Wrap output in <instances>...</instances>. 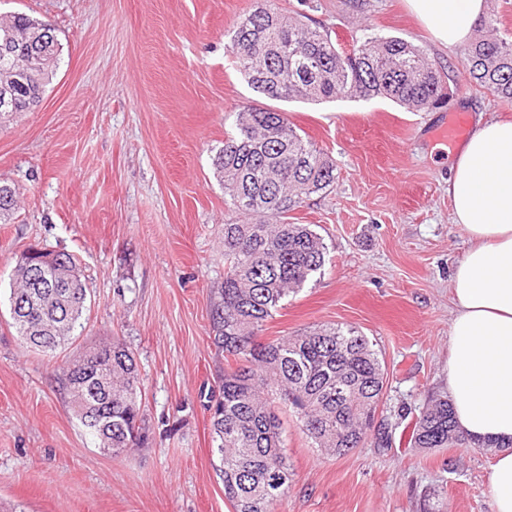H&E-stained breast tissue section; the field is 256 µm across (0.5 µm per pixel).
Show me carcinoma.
<instances>
[{
  "label": "carcinoma",
  "mask_w": 512,
  "mask_h": 512,
  "mask_svg": "<svg viewBox=\"0 0 512 512\" xmlns=\"http://www.w3.org/2000/svg\"><path fill=\"white\" fill-rule=\"evenodd\" d=\"M36 29L45 43L27 51L38 67L15 89L17 110L34 109L58 64L60 44L51 25L23 14L0 18V72L12 47L5 30ZM478 36L462 49L470 82L512 102V36L500 34L494 18L482 17ZM229 48L238 70L270 100L322 103L336 99L386 98L412 111L445 107V74L419 46L400 37H373L340 50L326 31L311 29L280 12L275 0L254 9L232 32ZM213 165L224 182L229 208L242 216L224 224V283L210 302L211 342L224 354L218 393L208 398L212 453L219 460L224 499L234 512H275L287 496L292 470L284 453L282 423L275 404L294 409L304 432L324 452L345 455L368 439L392 443L388 427L375 418L384 369L367 337L352 328L321 327L263 343L265 323L290 294L325 264L326 245L305 224L288 223L299 201L336 180V165L302 137L285 113L241 109L233 133L224 138ZM18 207L15 188L0 185V221ZM11 318L23 344L53 354L74 339L86 310V288L75 280L66 289L67 308L53 290L37 288L16 271ZM40 326L32 342L28 328ZM90 372L62 367L69 403L82 400L84 384L104 374L112 400L100 403L102 430L86 429L98 448L118 455L147 438L140 378L133 353L118 342L87 348ZM112 445H106V442ZM496 448L460 435L452 403L436 398L410 426L409 448Z\"/></svg>",
  "instance_id": "carcinoma-1"
}]
</instances>
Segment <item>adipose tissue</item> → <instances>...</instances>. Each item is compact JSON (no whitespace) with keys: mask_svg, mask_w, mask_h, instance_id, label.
Listing matches in <instances>:
<instances>
[{"mask_svg":"<svg viewBox=\"0 0 512 512\" xmlns=\"http://www.w3.org/2000/svg\"><path fill=\"white\" fill-rule=\"evenodd\" d=\"M437 44L471 39L486 0H405ZM452 221L469 242L453 268L448 396L458 430L498 443L495 512H512V120L477 121L449 169Z\"/></svg>","mask_w":512,"mask_h":512,"instance_id":"ef3b65f1","label":"adipose tissue"}]
</instances>
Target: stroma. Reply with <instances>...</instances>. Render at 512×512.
<instances>
[{"instance_id": "1", "label": "stroma", "mask_w": 512, "mask_h": 512, "mask_svg": "<svg viewBox=\"0 0 512 512\" xmlns=\"http://www.w3.org/2000/svg\"><path fill=\"white\" fill-rule=\"evenodd\" d=\"M254 0H0V15L52 25L61 60L42 104L0 119V182L19 206L0 224V512H232L212 457L207 400L224 366L209 295L224 281L233 213L212 158L243 106L285 112L336 165L332 188L288 214L327 246L284 300L267 343L321 327L359 331L386 366L378 419L397 441L325 454L281 410L293 480L276 512H494L490 448H409L402 430L445 394L448 279L467 242L451 222L448 161L431 136L448 113L512 118L470 83L404 0H277L343 50L371 36L422 47L446 75L447 107L387 99L271 101L227 50ZM76 258L88 310L72 345L23 347L11 324L15 268L29 247ZM117 341L140 373L147 439L113 456L73 417L59 366Z\"/></svg>"}]
</instances>
